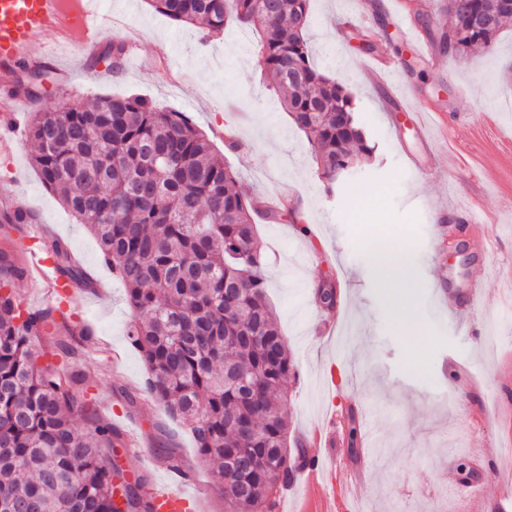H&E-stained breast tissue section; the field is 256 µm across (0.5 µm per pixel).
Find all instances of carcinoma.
<instances>
[{"instance_id": "cac0c4a2", "label": "carcinoma", "mask_w": 512, "mask_h": 512, "mask_svg": "<svg viewBox=\"0 0 512 512\" xmlns=\"http://www.w3.org/2000/svg\"><path fill=\"white\" fill-rule=\"evenodd\" d=\"M155 11L219 34L231 21L259 34L270 90L308 138L319 179L331 189L341 172L371 163L374 146L360 123L351 87L320 71L306 31L309 0H147ZM457 52L491 48L503 23L463 27L455 0H440ZM26 135L43 184L96 237L104 262L127 291L130 344L147 367L149 392L182 419L199 455L222 477L226 512H275L273 487L288 469L284 382L294 369L288 342L266 298L256 244L257 208L235 189V173L209 136L182 112L134 95L96 97L87 105L37 112ZM21 207L0 211V232L26 224ZM68 281L85 272L68 248L54 249ZM0 496L33 499L47 512H149L140 493L103 463L99 448L121 434L98 424L83 434L86 411L73 387L82 345L70 338L58 307L27 314L11 283L24 277L12 252L0 251ZM64 337L38 365L34 340ZM248 382L244 391L241 380Z\"/></svg>"}]
</instances>
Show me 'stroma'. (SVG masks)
Returning <instances> with one entry per match:
<instances>
[{"mask_svg":"<svg viewBox=\"0 0 512 512\" xmlns=\"http://www.w3.org/2000/svg\"><path fill=\"white\" fill-rule=\"evenodd\" d=\"M361 0H311L307 39L323 71L343 74L374 147L370 165L326 191L305 134L267 87L254 35L230 24L220 35L187 27L153 12L145 0H104L112 26L101 44L130 40L132 59L120 72L97 55L78 53L69 40L36 35L50 53L51 75L40 95L18 104L20 123L31 113L99 95L135 94L187 115L211 136L218 159L237 175V190L258 201L257 242L263 254L267 296L295 358L283 412L289 448L305 454L302 433L323 414L369 413L376 432L364 460L358 494L369 512H433L447 496L450 512H469L456 487L469 480L487 512H512V471L488 476L482 459L512 454V20L492 49L450 54L441 48L448 19L439 0H370L363 25L341 28L339 17ZM408 15L405 38L395 12ZM382 59L410 91L407 105L435 109L447 121L436 137L420 141L385 90L364 83L366 64ZM246 143L229 151L223 131ZM33 147L0 154V207L21 206L48 225L51 240L67 245L85 271L107 283L110 294H83L65 302L71 327L107 342L110 353H87L78 369V397L92 400L79 430L100 422L132 424L155 466L148 483H167L166 457L194 474L186 490L198 512H224L216 470L199 458L191 434L145 386L147 369L128 343L131 317L123 285L105 265L89 230L62 206L30 164ZM379 193L377 204L365 198ZM471 208L492 240L489 254L464 241L436 242L438 224L463 223ZM305 214L311 235L298 232ZM379 230L404 245L412 271L408 285L388 288L376 278L367 242ZM334 281L339 331L319 333L323 277ZM481 296L465 323L436 313L432 294L454 288L468 298L470 282ZM416 314L418 337L395 324L401 305ZM495 326L500 341L487 350ZM120 361H113L112 352Z\"/></svg>","mask_w":512,"mask_h":512,"instance_id":"stroma-1","label":"stroma"}]
</instances>
